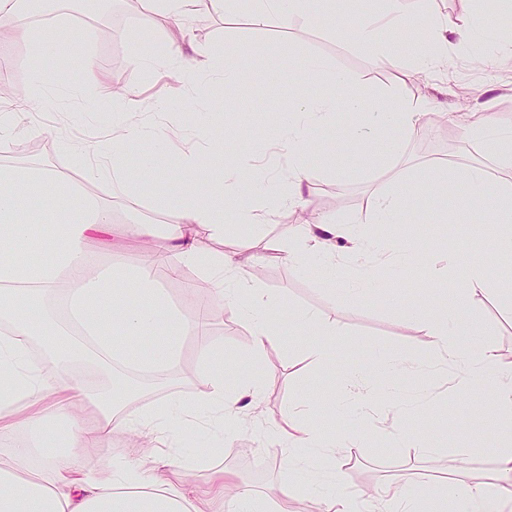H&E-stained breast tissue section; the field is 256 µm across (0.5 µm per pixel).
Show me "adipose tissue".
<instances>
[{"mask_svg":"<svg viewBox=\"0 0 512 512\" xmlns=\"http://www.w3.org/2000/svg\"><path fill=\"white\" fill-rule=\"evenodd\" d=\"M48 2L0 0V13L12 20L13 36L27 41L33 50L31 80L39 90L54 78L42 62L46 34L31 28L29 19L46 12ZM146 2L155 16L180 27L196 4L228 16L234 12L235 0ZM314 2L251 0L249 20L260 29L288 32L308 17ZM405 3L376 0L373 9L349 31L351 42L371 48L386 63L399 64L401 47L411 31ZM482 35V24L471 18L433 21L412 56L413 67L424 72L447 65L449 40L474 44ZM184 44V37L171 35L156 47L137 46L131 64L141 71L154 68L158 60H168V76L182 89H189L198 72L187 65ZM305 68L325 89L316 93L305 82H298L292 109L273 118L274 141L291 160L284 187L276 183L259 191L254 168L246 164L233 169L221 185L205 188L209 171L223 162L222 110L213 107L200 113L192 126L193 148L175 157L169 150L173 128L160 127L148 135L132 121L137 100L131 89L111 94V138L68 145L86 180L108 177L134 197L151 175L178 160L180 189L159 202L178 217L168 232L163 260L174 277L185 268H199L212 283L213 300L233 309L248 325L252 368L230 385L224 382V347L214 343L207 331L208 307H201L195 319L181 317L158 288L151 265L133 270L112 265L90 267V247L113 224L108 208L49 171L0 167V441L12 447L8 461H0V512H208L212 502L223 499L228 472L211 474L203 497L196 495L185 479L195 460L180 453L177 446L187 441L192 418L210 416L220 438L233 440L232 418L256 405L266 382L261 366L271 351L287 343L289 335L310 337L307 349L317 361L329 363L336 357V328L318 313L295 311L289 330L269 317V309L279 300L259 288L253 276L254 269L268 258L297 267L317 265L327 284L340 287L343 304L385 290L389 278L399 277L409 266L429 269L431 276H444L465 286L469 293H484L486 269L463 246L439 270L431 267L424 245L404 238L374 240L346 232L343 225L328 220L300 225L297 234L285 241L256 235L255 226L278 210L302 205L311 136L335 124L338 111L364 115L351 130L353 143L371 148L380 137L393 154L415 134L425 115L424 106L417 101L384 96L368 99L352 92L351 78L325 57H307ZM466 134L492 150L503 169L512 170V131L501 129L494 113H483L467 126ZM147 136L153 141L151 150L135 166H128L125 143ZM464 179L469 207L496 216L491 231L495 256L511 261L512 179L495 180L476 167L467 169ZM410 200L404 184L374 194L373 223H398ZM35 207L58 211L48 230L29 220L28 213ZM199 225L215 238L232 237V249L203 254L195 231ZM341 239L352 252L376 256L375 266L365 269L351 288L344 287L336 262V243ZM425 317L436 353L459 360L470 376L486 380V420L504 437L492 450L494 469L472 471L473 449H458L448 461L449 481L434 485L432 491L451 500L454 512H503L512 504V365L501 364L488 349L475 356L463 353L454 307L431 303ZM190 336L195 337L203 359L206 394L198 400H162L149 409L129 412L125 405L132 392L106 396L90 386L81 372L70 368L75 345L80 342L116 364L121 372L160 370L169 374L183 341ZM35 341L45 345L47 361L31 357L30 346ZM50 362L62 373L48 382L42 372ZM84 406L98 412L93 426H86L75 414ZM122 431L140 433L150 447L165 449L160 468L149 472L124 459L113 461L111 470H98L88 449L110 443ZM270 434L276 444L286 448L285 464L297 475V482L282 484L271 500L245 495L227 500L228 512H288L295 495L308 491L315 481L327 482L331 488L329 495L314 497L316 512H422L420 499L405 488L386 485L370 493H356L338 481L342 451L351 447V439L323 432L311 414L288 411Z\"/></svg>","mask_w":512,"mask_h":512,"instance_id":"1","label":"adipose tissue"}]
</instances>
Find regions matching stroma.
Segmentation results:
<instances>
[{
    "instance_id": "stroma-1",
    "label": "stroma",
    "mask_w": 512,
    "mask_h": 512,
    "mask_svg": "<svg viewBox=\"0 0 512 512\" xmlns=\"http://www.w3.org/2000/svg\"><path fill=\"white\" fill-rule=\"evenodd\" d=\"M407 7L409 20L419 28L428 27L435 18L459 19L483 11L481 0H407ZM249 9V0H237L233 17L227 20L201 7L189 24L191 64L205 66L211 53L220 50L227 67L248 74L241 91L245 99L243 109L224 116L225 164L261 155L265 158V169L259 172V181L287 173V154L272 152L268 147L271 117L290 109L292 88L310 55L330 59L369 94L396 95L428 104L422 127L381 170L360 169L350 164L352 148L344 125H337L328 136L314 134V148L307 159L309 180L304 189L308 205L303 210H280L272 222L264 224L265 237L284 240L299 224L333 219L343 225L355 224L357 229L376 238L410 237L423 242L430 247L431 261L436 265L442 264L449 249L461 243L468 244L485 265H492L495 258L486 235L491 219L468 208L463 175L469 167L482 168L493 177L501 176L502 171L496 158L482 145L470 141L464 129L472 114L487 107L492 108L501 127L512 129V62L494 60L477 53L472 46L452 42L448 45V67L430 74L417 73L405 65H381L369 51L351 45L345 34L355 23L353 15L340 14L332 19L315 11L298 29L286 35L273 29H254L249 23ZM61 19L82 32L80 45H65L63 34L54 29ZM32 26L49 32L42 49L43 63L55 76L57 87L44 94H30V45L20 39L0 38V65H6L9 74L8 90H0V112L13 115L5 132L9 148L0 153V165L54 172L110 207L116 224L134 218L165 222V214L157 210L153 199L174 190L169 173L158 172L147 196L134 202L119 185L108 180L85 181L61 142L91 141L112 126L110 102L102 100L89 87L83 88L76 99L68 91L70 85L81 82L91 58L104 65L110 86L136 89V118L143 127L157 126L168 114L185 111V102L175 84L165 83L155 72L134 71L130 62L131 51L140 37L150 34L160 41L167 36V28L149 12L129 10L122 0H109L103 10L89 15L83 14L76 0H55L51 14L34 18ZM252 45L262 53V66L251 63L248 48ZM24 95L30 96L29 105L16 108V98ZM445 162L451 165L448 176L459 200L450 221H443L425 203L418 211L408 212L402 223H371L369 198L373 191L417 180L428 169ZM331 166L339 167L338 176H328ZM164 246L160 237L146 246L123 241L118 254L97 246L92 248L90 259L97 266L111 262L120 268L140 266L148 252L162 253ZM156 280L171 304L183 313L193 310L195 290L206 284L193 268L185 269L182 277L175 280L160 272ZM258 284L280 298V306L270 316L281 325H288L290 311L300 308L317 311L335 324L336 362L328 368L316 364L308 356L303 339L296 336L282 349L270 353L265 389L256 410L237 417L238 435L234 441L218 452H211V428L207 419H199L194 438L185 445L186 451L206 458L200 470L187 476L193 486L205 488L213 472L226 468L234 474L227 488L228 496L245 492L256 498H274L290 475L281 464L283 448L268 444V430L304 393L312 395L314 409L329 410L340 420L342 433L356 434L355 447L343 451L342 465V479L353 489L398 484L419 495L424 512H439L441 505L431 496L430 488L441 478L450 453L459 448L483 449V456L474 460V468H493L494 459L488 450L496 446L498 436L478 416L487 384L482 380L470 381L468 393L458 395L453 384L461 375L460 367L437 373L415 370L405 377L404 392L392 397L383 385H371V411L380 423L389 425L408 415L425 413L426 425L433 430L432 440L440 450L433 459L421 456L417 449L405 446L390 434L359 433L358 417L344 406L342 397L347 370L362 365L372 355L428 359L433 349L431 337L421 324L402 320L395 307L401 304L425 310V297L429 294L455 306L458 325L467 332L468 350L487 347L502 363H512V313L501 307L496 294L501 279L489 280L488 294L472 295L450 289L447 280L432 281L426 269L417 267L391 282L389 291L367 300L339 304L334 302L316 269H298L269 260L258 269ZM210 333L214 342L237 354L235 371L249 370L246 355L250 331L233 311H225L222 319L212 320ZM181 366L184 373L179 381L143 391L132 401V408L162 399L197 398L203 385L198 379L200 366L194 339L184 342ZM90 455L101 466L122 457L149 467L160 463L146 439L135 433L117 435L111 444L91 449Z\"/></svg>"
}]
</instances>
